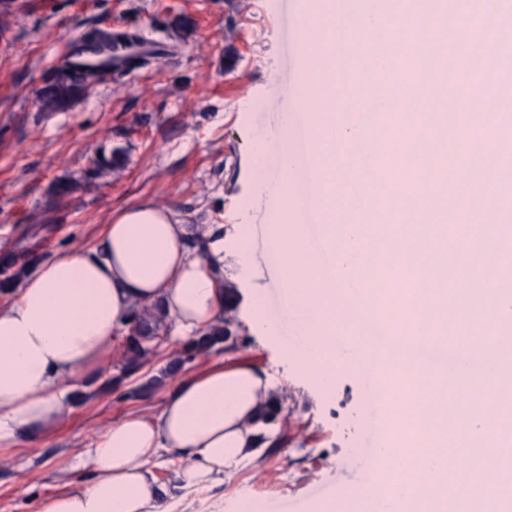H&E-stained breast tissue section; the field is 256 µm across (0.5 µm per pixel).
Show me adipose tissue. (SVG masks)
Returning <instances> with one entry per match:
<instances>
[{"mask_svg": "<svg viewBox=\"0 0 512 512\" xmlns=\"http://www.w3.org/2000/svg\"><path fill=\"white\" fill-rule=\"evenodd\" d=\"M101 236L100 249L39 262L0 299V451L54 437L77 395L110 373L114 341L134 310L152 308L184 342L222 325L234 305L245 225L228 244L223 232L141 201L113 213ZM273 393L249 359L208 360L174 383L158 411L128 412L91 439L77 457L90 463L91 482L45 497L38 512H170L153 463L183 454L178 478L189 488L233 478L262 446Z\"/></svg>", "mask_w": 512, "mask_h": 512, "instance_id": "obj_1", "label": "adipose tissue"}]
</instances>
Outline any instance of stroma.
<instances>
[{
	"label": "stroma",
	"instance_id": "stroma-1",
	"mask_svg": "<svg viewBox=\"0 0 512 512\" xmlns=\"http://www.w3.org/2000/svg\"><path fill=\"white\" fill-rule=\"evenodd\" d=\"M11 26L0 32V253L93 249L113 211L143 199L180 212L190 224L248 227L245 283L263 306L288 292L268 256L269 228L281 203L259 194L249 173L253 146L288 124L300 66L294 25L301 0H0ZM135 28L153 51L119 66L67 109L41 111L38 95L87 35ZM122 150L120 167L95 170V157ZM81 185L58 202L54 185ZM54 220L53 232L43 231ZM238 354L254 357L287 400L277 448H264L232 480L182 487V456L165 455L153 472L169 488L171 512H320L339 490L357 485L367 464L360 373L337 371L330 389L291 371L286 338L266 341L246 325ZM164 342L129 377L123 359L111 377L74 405L44 447L0 456V512H37L64 486L92 479L72 468L84 444L126 412L159 405L166 385L147 389L151 373L182 357Z\"/></svg>",
	"mask_w": 512,
	"mask_h": 512
}]
</instances>
